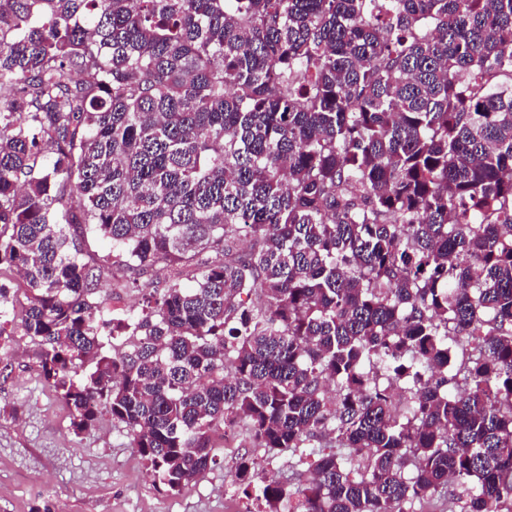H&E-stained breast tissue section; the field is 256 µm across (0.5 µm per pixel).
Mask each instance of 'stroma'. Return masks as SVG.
Returning a JSON list of instances; mask_svg holds the SVG:
<instances>
[{"instance_id":"stroma-1","label":"stroma","mask_w":512,"mask_h":512,"mask_svg":"<svg viewBox=\"0 0 512 512\" xmlns=\"http://www.w3.org/2000/svg\"><path fill=\"white\" fill-rule=\"evenodd\" d=\"M13 341L22 354L0 374V512H30L42 498L57 512H263L264 502L247 497L236 480L244 457L287 481L289 452L268 455L242 435L181 491L158 490L109 416L83 437L71 433L65 404L41 380L33 343L19 335Z\"/></svg>"}]
</instances>
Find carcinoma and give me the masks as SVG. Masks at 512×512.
<instances>
[{
  "label": "carcinoma",
  "instance_id": "1",
  "mask_svg": "<svg viewBox=\"0 0 512 512\" xmlns=\"http://www.w3.org/2000/svg\"><path fill=\"white\" fill-rule=\"evenodd\" d=\"M504 79L512 0H0V338L168 492L244 431L269 512H512Z\"/></svg>",
  "mask_w": 512,
  "mask_h": 512
}]
</instances>
